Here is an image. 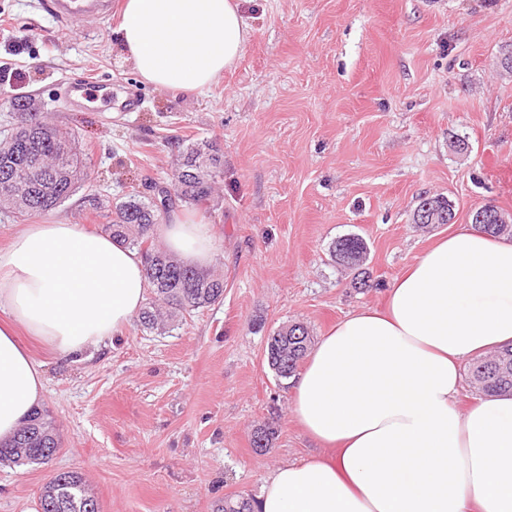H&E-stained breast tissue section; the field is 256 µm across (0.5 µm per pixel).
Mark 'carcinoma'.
<instances>
[{
  "label": "carcinoma",
  "instance_id": "obj_1",
  "mask_svg": "<svg viewBox=\"0 0 512 512\" xmlns=\"http://www.w3.org/2000/svg\"><path fill=\"white\" fill-rule=\"evenodd\" d=\"M15 127L0 140V206L20 220L48 215L70 199L87 181L88 172L75 136L61 131L47 117L30 112L29 103L18 98L13 103ZM224 154L213 142L196 143L183 151L174 183L176 198L187 205L210 200L215 179L223 172ZM425 214L419 228L435 221H454L455 207L446 196H425L417 204ZM500 209L485 204L484 220L476 227L492 237L512 239V224H497L494 214ZM106 230L112 237L136 248L144 259L150 285V301L139 315L147 330L164 327L159 307L168 309V320L207 308L224 298V279L209 269L183 263L153 245L155 227L162 221V211L153 200L133 194L107 209ZM330 257L338 261L346 253L351 263L346 268L359 271V283L371 287L362 270L368 245L357 233L339 236L329 246ZM313 336L306 325L295 322L282 327L268 338L266 358L270 369L280 379L297 371L312 345ZM472 387L482 395L512 394V344L479 357L469 367ZM277 434L270 423L256 428L252 448H268ZM59 432L49 415L34 410L17 435L0 443V464L45 463L60 449ZM252 499L243 495L226 496L214 506V512H251ZM41 512H101L98 499L76 471L54 473L41 494Z\"/></svg>",
  "mask_w": 512,
  "mask_h": 512
}]
</instances>
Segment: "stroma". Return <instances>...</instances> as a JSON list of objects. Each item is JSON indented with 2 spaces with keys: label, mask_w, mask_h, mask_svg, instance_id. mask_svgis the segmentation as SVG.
<instances>
[{
  "label": "stroma",
  "mask_w": 512,
  "mask_h": 512,
  "mask_svg": "<svg viewBox=\"0 0 512 512\" xmlns=\"http://www.w3.org/2000/svg\"><path fill=\"white\" fill-rule=\"evenodd\" d=\"M236 3L251 38L235 66L170 91L140 82L117 20L59 24L45 0H0V93L34 99L87 159V181L57 216L104 233L94 201L173 185L190 144L224 153L212 199L171 208L214 228L223 300L161 331L132 322L78 362L27 337L61 449L46 464L0 465V512H26L67 470L102 512H212L225 496L259 495L275 467L318 451L291 420L268 336L301 322L317 338L381 307L386 285L453 230L413 227L421 196L451 199L455 224L488 202L512 212V73L494 64L512 45V0ZM68 80L136 85L143 107L66 108ZM349 232L368 243L371 287H352L330 259ZM265 423L278 433L257 453L251 434Z\"/></svg>",
  "instance_id": "35a3bbf8"
}]
</instances>
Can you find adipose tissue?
Segmentation results:
<instances>
[{
  "instance_id": "adipose-tissue-1",
  "label": "adipose tissue",
  "mask_w": 512,
  "mask_h": 512,
  "mask_svg": "<svg viewBox=\"0 0 512 512\" xmlns=\"http://www.w3.org/2000/svg\"><path fill=\"white\" fill-rule=\"evenodd\" d=\"M118 40L136 74L170 90L211 85L250 29L235 0H124ZM164 248L209 264L217 237L177 215ZM133 247L61 218L0 249V440L42 399L41 363L16 326L66 360L122 335L146 302ZM512 341V242L459 228L386 287L384 310L336 322L291 381V417L321 455L283 463L254 512H512V397L460 408L462 358Z\"/></svg>"
}]
</instances>
